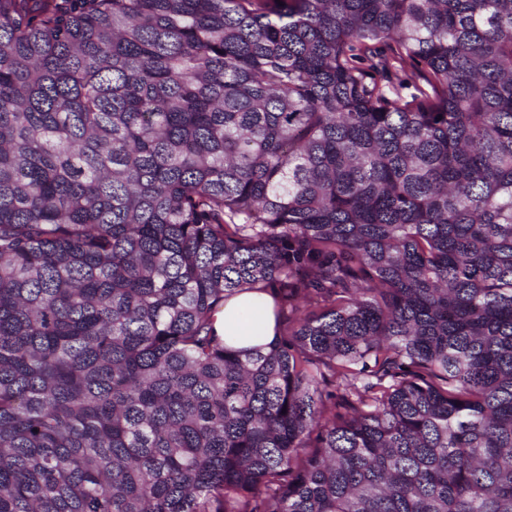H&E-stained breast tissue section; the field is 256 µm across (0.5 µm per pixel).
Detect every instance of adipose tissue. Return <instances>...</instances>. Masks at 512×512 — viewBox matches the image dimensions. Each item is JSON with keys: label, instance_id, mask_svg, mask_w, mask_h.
<instances>
[{"label": "adipose tissue", "instance_id": "adipose-tissue-1", "mask_svg": "<svg viewBox=\"0 0 512 512\" xmlns=\"http://www.w3.org/2000/svg\"><path fill=\"white\" fill-rule=\"evenodd\" d=\"M216 327L240 349L263 345L275 335L272 301L267 294H242L225 304L217 316Z\"/></svg>", "mask_w": 512, "mask_h": 512}]
</instances>
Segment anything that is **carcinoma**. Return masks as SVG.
I'll use <instances>...</instances> for the list:
<instances>
[{"label":"carcinoma","mask_w":512,"mask_h":512,"mask_svg":"<svg viewBox=\"0 0 512 512\" xmlns=\"http://www.w3.org/2000/svg\"><path fill=\"white\" fill-rule=\"evenodd\" d=\"M0 512H512V0H0ZM272 301L267 294H242L224 305L217 315V330L236 348L263 345L275 335Z\"/></svg>","instance_id":"carcinoma-1"}]
</instances>
